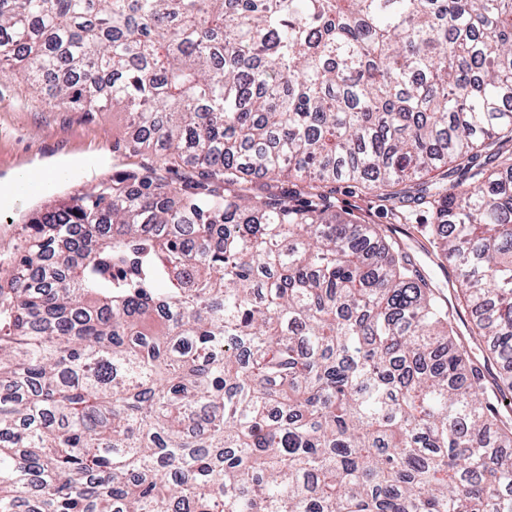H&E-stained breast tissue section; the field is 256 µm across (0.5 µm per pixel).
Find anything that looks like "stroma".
Listing matches in <instances>:
<instances>
[{
	"mask_svg": "<svg viewBox=\"0 0 512 512\" xmlns=\"http://www.w3.org/2000/svg\"><path fill=\"white\" fill-rule=\"evenodd\" d=\"M130 134L124 113L108 110L87 114L66 105L50 108L19 76L0 74V179L37 159H95L86 176L53 186L43 196L21 199L12 209L0 210V255H12L19 243L23 217L32 208L49 209L62 194L84 193L122 170L127 158L118 148L125 145ZM326 192L336 212L354 221L379 225L399 238L415 257L421 273L445 298H452L453 271L438 265L429 242L428 229L433 222L429 210L409 207L406 222L400 223L395 221L388 203L358 191L348 182H335Z\"/></svg>",
	"mask_w": 512,
	"mask_h": 512,
	"instance_id": "35a3bbf8",
	"label": "stroma"
}]
</instances>
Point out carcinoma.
<instances>
[{
	"mask_svg": "<svg viewBox=\"0 0 512 512\" xmlns=\"http://www.w3.org/2000/svg\"><path fill=\"white\" fill-rule=\"evenodd\" d=\"M6 69L161 165L0 262V512H512V0H0ZM413 179L453 304L325 193Z\"/></svg>",
	"mask_w": 512,
	"mask_h": 512,
	"instance_id": "cac0c4a2",
	"label": "carcinoma"
}]
</instances>
